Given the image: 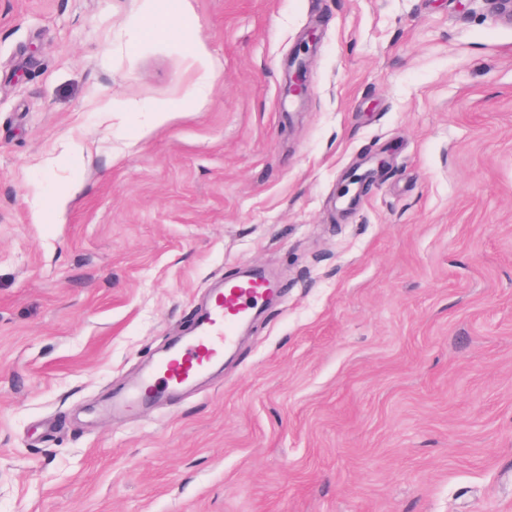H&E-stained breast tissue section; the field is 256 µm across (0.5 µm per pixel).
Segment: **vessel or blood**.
Masks as SVG:
<instances>
[{"instance_id": "b4317fda", "label": "vessel or blood", "mask_w": 512, "mask_h": 512, "mask_svg": "<svg viewBox=\"0 0 512 512\" xmlns=\"http://www.w3.org/2000/svg\"><path fill=\"white\" fill-rule=\"evenodd\" d=\"M276 287V282L268 277L225 282L223 288L213 293L196 334L162 360L147 365L135 383L113 397V407L128 410L144 407L159 394L181 391L204 376L212 366L222 362L225 350L233 347L238 323Z\"/></svg>"}]
</instances>
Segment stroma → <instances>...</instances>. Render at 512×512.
Returning <instances> with one entry per match:
<instances>
[{"instance_id": "stroma-1", "label": "stroma", "mask_w": 512, "mask_h": 512, "mask_svg": "<svg viewBox=\"0 0 512 512\" xmlns=\"http://www.w3.org/2000/svg\"><path fill=\"white\" fill-rule=\"evenodd\" d=\"M173 1L0 0V512H512V24ZM247 267L218 373L102 410ZM319 39L316 30H311L307 34L306 44L299 49L297 56L288 66V85L286 93L289 96L303 99L307 92V67L306 55L309 52V43H314ZM302 56V57H300Z\"/></svg>"}]
</instances>
